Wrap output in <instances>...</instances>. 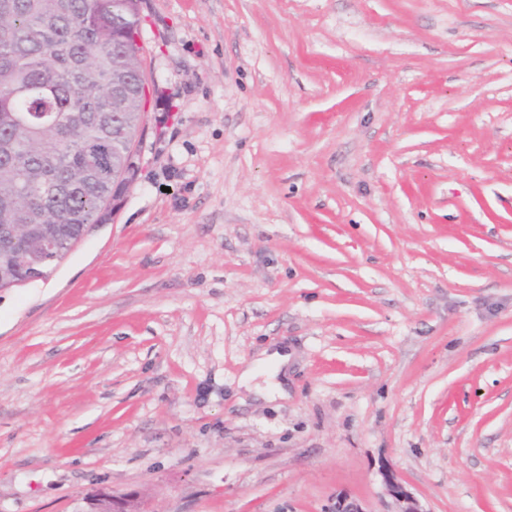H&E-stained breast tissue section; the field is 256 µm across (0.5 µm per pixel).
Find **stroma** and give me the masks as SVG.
<instances>
[{
	"mask_svg": "<svg viewBox=\"0 0 512 512\" xmlns=\"http://www.w3.org/2000/svg\"><path fill=\"white\" fill-rule=\"evenodd\" d=\"M140 8L136 176L0 291V512H512V0ZM387 490L397 502L396 512H424L417 499L394 476L388 477ZM75 512H141L136 494L116 496L102 489L81 499Z\"/></svg>",
	"mask_w": 512,
	"mask_h": 512,
	"instance_id": "stroma-1",
	"label": "stroma"
}]
</instances>
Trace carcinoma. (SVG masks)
<instances>
[{
  "mask_svg": "<svg viewBox=\"0 0 512 512\" xmlns=\"http://www.w3.org/2000/svg\"><path fill=\"white\" fill-rule=\"evenodd\" d=\"M140 0H0V224L41 237L0 242V272L43 250L53 269L86 224L112 215V170L130 182L145 98L134 37Z\"/></svg>",
  "mask_w": 512,
  "mask_h": 512,
  "instance_id": "carcinoma-1",
  "label": "carcinoma"
}]
</instances>
